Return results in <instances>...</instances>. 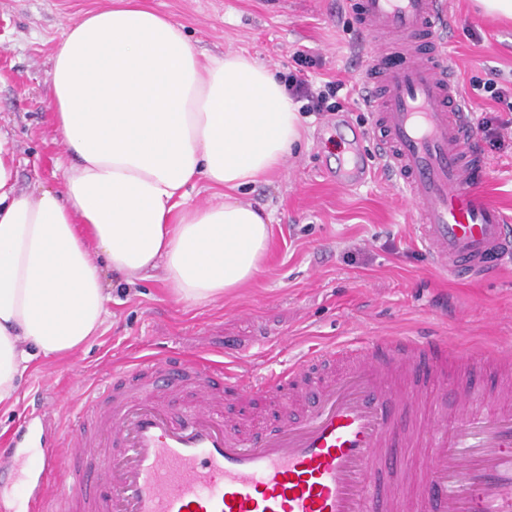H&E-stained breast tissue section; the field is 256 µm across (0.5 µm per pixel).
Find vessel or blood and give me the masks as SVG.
I'll list each match as a JSON object with an SVG mask.
<instances>
[{"label":"vessel or blood","mask_w":512,"mask_h":512,"mask_svg":"<svg viewBox=\"0 0 512 512\" xmlns=\"http://www.w3.org/2000/svg\"><path fill=\"white\" fill-rule=\"evenodd\" d=\"M366 34L400 37L405 51L365 42L373 59L362 101L374 116L383 168L417 207L418 237L432 264L454 277H484L512 257V218L482 190L485 160L464 151L468 112L448 69L445 0H345ZM373 174L364 159L336 176L346 188ZM349 355L339 374L315 364ZM443 339L385 337L371 346L323 348L287 369L257 375L253 361L229 373L203 358L129 363L88 398L92 423L63 430L33 468L44 512H512V351L483 360L496 379L491 402L466 385L451 392L450 431L416 412L443 363ZM191 386L174 414L158 398ZM292 394L304 416L259 437L226 419L218 387ZM423 451L416 494L376 501L371 484L396 472L393 441Z\"/></svg>","instance_id":"vessel-or-blood-1"}]
</instances>
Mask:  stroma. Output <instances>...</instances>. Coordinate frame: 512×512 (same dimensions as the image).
I'll return each instance as SVG.
<instances>
[{"mask_svg":"<svg viewBox=\"0 0 512 512\" xmlns=\"http://www.w3.org/2000/svg\"><path fill=\"white\" fill-rule=\"evenodd\" d=\"M186 28L197 51L247 52L279 77L306 70L316 87L342 81L340 113L371 149L372 114L357 87L372 61L359 51L362 34L343 0H146ZM108 0H0V128L9 132L21 187L58 186L70 158L48 123L47 79L52 45L66 23ZM448 62L470 104L472 121L500 111L487 79L512 81V23L484 17L474 0H447ZM310 62L300 67L296 56ZM327 112L305 115V132L280 170L237 190L239 201L271 216L261 271L207 306L178 301L157 279L127 284L104 273L112 296L97 336L73 354L35 360L12 403L0 405V448L27 410L55 407L54 422L75 419L81 398L129 360L167 351L209 353L234 369L248 358L260 372L278 370L307 351L371 336L447 337L477 354L512 350V262L483 279L451 278L432 265L417 237V216L385 172L359 186H336L328 172L348 157L347 141L323 128ZM469 146L486 160L483 190L512 215V126L496 139L475 131ZM227 416L252 434L282 416L300 418V404L240 394ZM24 449L0 497L14 512H33L27 476L40 455Z\"/></svg>","mask_w":512,"mask_h":512,"instance_id":"1","label":"stroma"}]
</instances>
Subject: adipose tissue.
I'll list each match as a JSON object with an SVG mask.
<instances>
[{"label": "adipose tissue", "instance_id": "ef3b65f1", "mask_svg": "<svg viewBox=\"0 0 512 512\" xmlns=\"http://www.w3.org/2000/svg\"><path fill=\"white\" fill-rule=\"evenodd\" d=\"M51 124L72 157L57 188L20 191L0 132V404L31 362L97 335L103 271L154 276L204 306L253 280L269 220L233 191L279 170L304 133L285 84L243 54L203 56L144 0L83 12L56 39ZM223 201L190 202L198 181Z\"/></svg>", "mask_w": 512, "mask_h": 512}]
</instances>
